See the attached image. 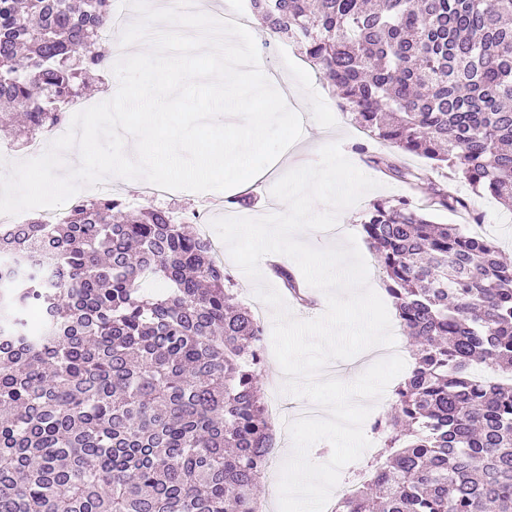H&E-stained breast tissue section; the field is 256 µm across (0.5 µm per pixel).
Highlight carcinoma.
<instances>
[{
  "label": "carcinoma",
  "instance_id": "obj_1",
  "mask_svg": "<svg viewBox=\"0 0 512 512\" xmlns=\"http://www.w3.org/2000/svg\"><path fill=\"white\" fill-rule=\"evenodd\" d=\"M304 47L369 137L512 200V0H249ZM112 0H0V139L66 121L102 71ZM371 162L403 179L389 159ZM362 231L415 361L372 429L388 456L336 512H512V264L495 240L379 200ZM50 256L33 271L29 256ZM0 512H258L272 446L264 327L212 245L170 212L78 197L0 224ZM153 276L159 293L141 288Z\"/></svg>",
  "mask_w": 512,
  "mask_h": 512
}]
</instances>
